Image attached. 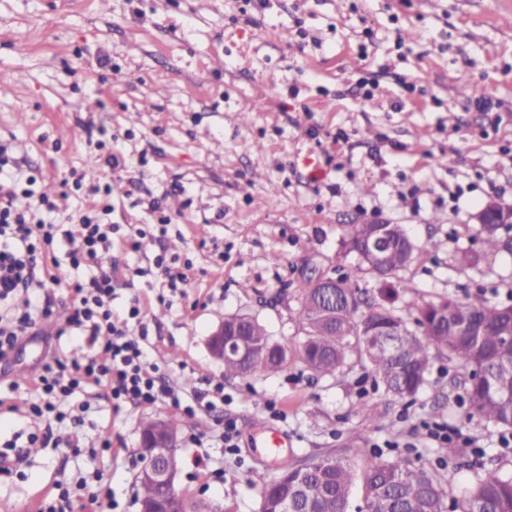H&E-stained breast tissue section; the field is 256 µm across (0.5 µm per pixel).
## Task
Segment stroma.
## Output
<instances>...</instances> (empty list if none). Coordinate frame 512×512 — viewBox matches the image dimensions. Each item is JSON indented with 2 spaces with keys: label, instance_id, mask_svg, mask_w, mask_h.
Instances as JSON below:
<instances>
[{
  "label": "stroma",
  "instance_id": "obj_1",
  "mask_svg": "<svg viewBox=\"0 0 512 512\" xmlns=\"http://www.w3.org/2000/svg\"><path fill=\"white\" fill-rule=\"evenodd\" d=\"M1 141L16 145L34 192L54 198L59 223L111 205L114 306L139 299L132 330L167 385L187 397L220 384L224 401L191 416L168 402L117 409L85 389L78 447L54 426L46 447L0 474V512H40L63 489L70 512H139L148 415L179 429L177 491L223 512H257L276 472L253 445L260 423L287 433L292 463L332 453L361 473L401 457L443 475L451 508L467 469L512 472L496 428L464 418L463 370L435 360L411 400L386 396L355 356L321 378L300 357L295 319L312 280L353 274L348 225L376 221L404 225L419 245L398 313L443 294L512 304V254L485 251L475 220L490 200L512 202V0H0ZM110 155L123 167H107ZM154 201L174 216L162 232ZM463 251L478 265L460 267ZM159 255L186 282L165 287ZM236 314L287 345L286 367L225 377L207 339ZM45 351L29 335L0 361V440L40 428L22 409L33 386L11 370L40 366ZM228 420L231 453L212 442ZM435 423L482 454L449 457L425 430Z\"/></svg>",
  "mask_w": 512,
  "mask_h": 512
}]
</instances>
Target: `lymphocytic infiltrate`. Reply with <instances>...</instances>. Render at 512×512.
<instances>
[{
    "label": "lymphocytic infiltrate",
    "instance_id": "f902f5d3",
    "mask_svg": "<svg viewBox=\"0 0 512 512\" xmlns=\"http://www.w3.org/2000/svg\"><path fill=\"white\" fill-rule=\"evenodd\" d=\"M12 147L0 144V360L9 357L21 336L48 315L45 306L47 290L55 278L50 266L67 259L73 269L94 267V274L70 285L73 313L69 328L98 338L99 354L64 363L58 357L45 362L34 378L38 391L29 405L31 413L49 417L57 423L70 419L68 400L74 390L92 386L113 402L154 404L171 401L182 404L192 413L202 406L204 397L193 394L184 401L178 392L165 384L159 368L151 362L139 337L131 333L129 321L140 320L139 300H132L126 322H118L111 305L117 285L107 254L112 246L110 236L115 228L97 213H84L77 222L60 224L55 219V204L47 196H39L37 207L18 206L23 196L19 180L10 173ZM66 242L64 256H57L58 242ZM30 295V310L14 315L6 307L16 292Z\"/></svg>",
    "mask_w": 512,
    "mask_h": 512
}]
</instances>
